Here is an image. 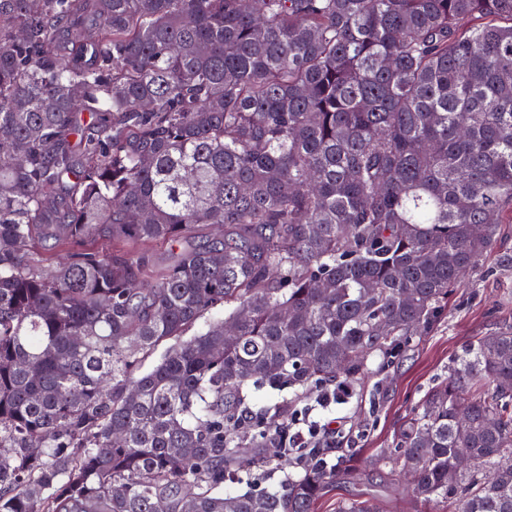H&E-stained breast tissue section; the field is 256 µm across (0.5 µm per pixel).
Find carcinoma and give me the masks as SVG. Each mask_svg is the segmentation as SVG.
<instances>
[{
    "label": "carcinoma",
    "instance_id": "carcinoma-1",
    "mask_svg": "<svg viewBox=\"0 0 512 512\" xmlns=\"http://www.w3.org/2000/svg\"><path fill=\"white\" fill-rule=\"evenodd\" d=\"M504 224L512 0H0V512H313L351 458L224 491L288 416L243 445L250 389L361 382L512 268ZM386 460L512 512V325Z\"/></svg>",
    "mask_w": 512,
    "mask_h": 512
}]
</instances>
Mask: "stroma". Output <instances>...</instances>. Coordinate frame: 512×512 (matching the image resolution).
<instances>
[{
  "label": "stroma",
  "instance_id": "obj_1",
  "mask_svg": "<svg viewBox=\"0 0 512 512\" xmlns=\"http://www.w3.org/2000/svg\"><path fill=\"white\" fill-rule=\"evenodd\" d=\"M507 324L512 325V269L472 273L455 288L429 335L417 337L389 368L370 370L345 403L332 406L331 415L346 422L359 474L337 480L317 501L315 512H336L340 501L365 498L379 512H437L391 482L378 459L388 454L397 428L425 391L447 376L448 361L461 346Z\"/></svg>",
  "mask_w": 512,
  "mask_h": 512
}]
</instances>
